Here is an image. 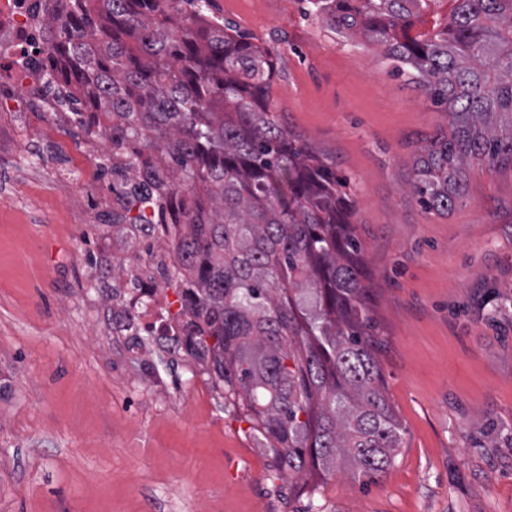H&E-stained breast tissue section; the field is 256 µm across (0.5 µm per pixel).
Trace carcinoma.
Here are the masks:
<instances>
[{
  "label": "carcinoma",
  "mask_w": 512,
  "mask_h": 512,
  "mask_svg": "<svg viewBox=\"0 0 512 512\" xmlns=\"http://www.w3.org/2000/svg\"><path fill=\"white\" fill-rule=\"evenodd\" d=\"M43 78L78 91L88 135L112 143V227L139 253L157 239L181 288L188 356L224 410L267 448L283 508L338 471L366 485L394 464L389 401L349 180L270 112L271 49L209 14L210 0H44ZM307 0L313 15L382 49L445 112L413 193L446 214L469 170L512 167V0Z\"/></svg>",
  "instance_id": "1"
}]
</instances>
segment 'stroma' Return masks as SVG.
Wrapping results in <instances>:
<instances>
[{
  "instance_id": "1",
  "label": "stroma",
  "mask_w": 512,
  "mask_h": 512,
  "mask_svg": "<svg viewBox=\"0 0 512 512\" xmlns=\"http://www.w3.org/2000/svg\"><path fill=\"white\" fill-rule=\"evenodd\" d=\"M303 0H212L271 48V109L351 180L404 429L364 485L322 481L318 512H512V168H472L448 214L410 183L445 122L380 49L305 16ZM51 144L0 154V512H283L265 450L224 410L204 365L122 348L109 284L87 257L107 224L63 223L75 186Z\"/></svg>"
}]
</instances>
